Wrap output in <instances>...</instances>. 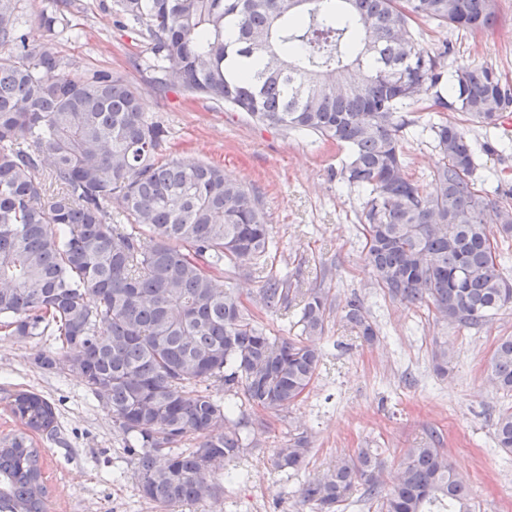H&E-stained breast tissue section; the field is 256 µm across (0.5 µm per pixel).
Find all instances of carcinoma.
I'll use <instances>...</instances> for the list:
<instances>
[{
  "mask_svg": "<svg viewBox=\"0 0 512 512\" xmlns=\"http://www.w3.org/2000/svg\"><path fill=\"white\" fill-rule=\"evenodd\" d=\"M50 0L48 32L69 25ZM105 9L147 43L158 83L347 151L340 175L366 197V261L377 285L455 328L489 323L512 304L496 235L512 237V206L475 187L469 130L409 118L416 105L495 127L512 88L485 64L444 65L419 25L485 30L497 0H111ZM70 66L28 26L23 0H0V325L50 342L36 364L80 376L112 411L136 461L142 497L161 506L218 500L217 468L248 447L237 397L265 411L310 386L331 303L303 296L295 338L269 336L213 271L264 269L276 248L255 195L204 162L158 160L163 126L121 77ZM432 135L441 159L425 189L407 172V130ZM496 228H491V225ZM267 308L288 307L291 283L266 277ZM357 338L377 329L347 300ZM448 342L432 359L448 369ZM492 386L512 394V336L499 339ZM214 380L224 395L200 389ZM20 429L0 441V512H47L50 491L32 435H57L53 405L30 390L0 398ZM197 440L191 448L182 444ZM498 447L512 452V410ZM305 433L273 454L307 465ZM361 448L300 489L315 512H341L356 492L376 512H473L468 485L437 443L410 448L390 484Z\"/></svg>",
  "mask_w": 512,
  "mask_h": 512,
  "instance_id": "1",
  "label": "carcinoma"
}]
</instances>
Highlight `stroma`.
<instances>
[{"label": "stroma", "mask_w": 512, "mask_h": 512, "mask_svg": "<svg viewBox=\"0 0 512 512\" xmlns=\"http://www.w3.org/2000/svg\"><path fill=\"white\" fill-rule=\"evenodd\" d=\"M69 18L77 34L49 36L70 74L109 70L139 94L144 112L167 131L161 158L223 167L259 200L277 247L260 272H218L240 294L255 320L274 336H296L299 305L266 308L259 297L267 275H289L293 289L328 291L332 307L317 375L308 392L279 412L243 406L250 422L249 446L217 478L224 495L172 512H311L296 491L336 460L360 448L377 449L382 479L399 467L407 449L437 437L455 469L464 473L476 512H512V462L494 443L500 411L512 396L489 383L487 367L501 337L512 336V307L478 330H458L425 310L391 300L365 264L361 215L365 197L339 179L344 151L335 145L255 122L177 88L155 84L150 52L137 34L115 24L99 0H77ZM497 19L470 32L421 24V44L432 52L450 46L452 63L488 64L512 83V0H497ZM468 130L477 155L476 182L499 176L512 203V133ZM359 298L379 328L374 344L360 343L346 327L344 306ZM452 350L447 375L435 372L434 341ZM44 338L25 340L0 332V392L31 390L55 406L60 439L38 440L40 464L51 488L48 512H165L142 498L135 462L108 408L95 402L83 380L60 378L38 368ZM310 440L305 469L290 474L271 461L291 435Z\"/></svg>", "instance_id": "35a3bbf8"}]
</instances>
